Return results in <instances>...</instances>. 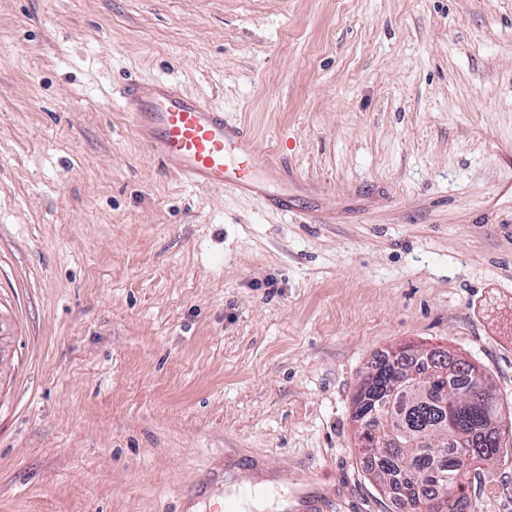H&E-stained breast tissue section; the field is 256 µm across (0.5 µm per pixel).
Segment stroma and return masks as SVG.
I'll list each match as a JSON object with an SVG mask.
<instances>
[{"mask_svg": "<svg viewBox=\"0 0 512 512\" xmlns=\"http://www.w3.org/2000/svg\"><path fill=\"white\" fill-rule=\"evenodd\" d=\"M131 79L248 124L293 214L164 170ZM407 343L512 415V0H0V512H397L353 396ZM313 481L310 479H303L296 483L293 491V495L290 498L284 511H300L304 512H320L317 510L323 509L324 496L314 495L311 486ZM297 503V504H294Z\"/></svg>", "mask_w": 512, "mask_h": 512, "instance_id": "1", "label": "stroma"}]
</instances>
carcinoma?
<instances>
[{"label":"carcinoma","instance_id":"1","mask_svg":"<svg viewBox=\"0 0 512 512\" xmlns=\"http://www.w3.org/2000/svg\"><path fill=\"white\" fill-rule=\"evenodd\" d=\"M372 385L354 397L365 471L401 512H461L477 464L512 428L484 370L449 350L413 345L375 357Z\"/></svg>","mask_w":512,"mask_h":512}]
</instances>
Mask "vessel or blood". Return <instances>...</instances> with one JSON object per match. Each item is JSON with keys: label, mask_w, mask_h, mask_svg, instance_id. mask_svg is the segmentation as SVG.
Returning <instances> with one entry per match:
<instances>
[{"label": "vessel or blood", "mask_w": 512, "mask_h": 512, "mask_svg": "<svg viewBox=\"0 0 512 512\" xmlns=\"http://www.w3.org/2000/svg\"><path fill=\"white\" fill-rule=\"evenodd\" d=\"M125 106L145 145L188 183L228 187L281 214L291 213V168L261 152L245 124L169 80L129 83ZM311 486L308 479L297 482L288 512H320L324 498Z\"/></svg>", "instance_id": "b4317fda"}]
</instances>
